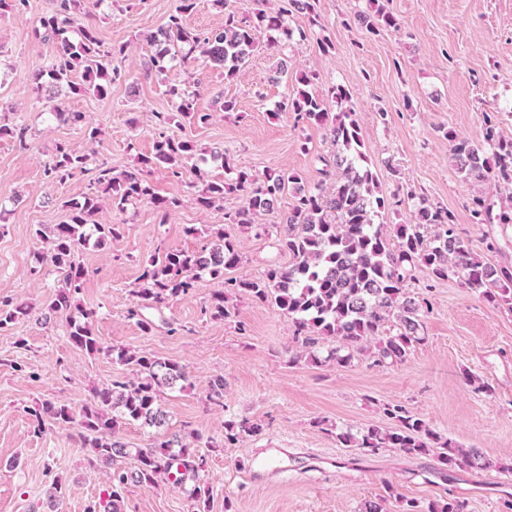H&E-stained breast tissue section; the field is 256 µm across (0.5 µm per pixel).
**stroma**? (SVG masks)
<instances>
[{
	"label": "stroma",
	"mask_w": 512,
	"mask_h": 512,
	"mask_svg": "<svg viewBox=\"0 0 512 512\" xmlns=\"http://www.w3.org/2000/svg\"><path fill=\"white\" fill-rule=\"evenodd\" d=\"M177 0H103L90 21L104 45L128 43L121 63L126 77L107 98L88 93L63 98L77 122L57 121L34 93V78L57 53L56 42L39 33L48 0H29L20 13L0 16V106L10 122L27 129V148L0 137V300L32 306L29 317L0 329V512H29L45 503L54 479L65 483L58 512H86L106 488L108 475L89 469L88 452L75 429L47 427L35 434L31 410L44 402L80 409L94 388L116 378L129 379L131 367L110 356H92L69 343L64 317L40 318L53 299L62 274L41 261L47 243L36 234L60 223L63 204L101 192L100 167L137 169L138 156L150 154L157 134L155 115L172 109L166 90L185 82L197 86L196 105L211 113L209 124H171L168 135L198 148L219 150L236 165L260 173L277 169L317 185L321 157L331 145L325 126L276 115L277 104L294 76L314 72L317 94L341 85L351 94L364 150L373 163L379 189L389 202L381 220L412 223L408 192L447 208L458 234L473 251L497 266L512 267V224H476L470 200L512 204L511 185H470L448 158V135L482 141L487 119L501 137L512 139V0H317L319 25L298 14L305 41L270 49L259 46L233 80L203 59L168 64L163 73L145 75L154 55L151 41ZM279 0H198L189 26L221 25L224 9L251 15L276 10ZM383 7L396 19L392 28L369 33L355 22L358 11ZM327 42L329 51L319 49ZM289 59L290 74L278 73ZM232 98L236 111H221ZM96 139H88L90 128ZM89 157L85 171L65 181H48L44 162L57 144ZM156 195L181 205L161 216L149 201L127 213L103 208L97 223L116 224L118 237L105 246L87 245L77 261L85 271L77 306L93 311L92 327L105 345H117L169 360L186 368L190 387L164 391L165 434L189 427L212 447H200L206 464L198 480L212 491L209 512H362L385 499L386 512H402L403 500H459L465 512H512V308L494 305L456 280L435 281L416 268L410 288L425 299V340L399 364H376L371 353L350 365L290 363L301 352L294 328L276 307L229 292L231 314L220 320L205 314L219 282L198 280L190 295L162 312L180 330L141 331L127 310L135 300L138 277L150 258L167 250L198 251L213 229H223L239 247L242 260L225 270L228 279L257 278L271 266L287 265L277 247V215L264 216L263 228L224 221L246 195H225L204 208L187 178L166 166L145 174ZM497 243L485 249L486 240ZM224 380L222 404L209 399L210 383ZM399 405L422 418L438 434L490 459L492 468H442L433 454L382 448L362 455L343 447L335 428L388 426L385 407ZM249 418L260 434L237 441L224 438V423ZM124 512H190L180 486L129 484Z\"/></svg>",
	"instance_id": "obj_1"
}]
</instances>
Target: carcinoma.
Instances as JSON below:
<instances>
[{
	"mask_svg": "<svg viewBox=\"0 0 512 512\" xmlns=\"http://www.w3.org/2000/svg\"><path fill=\"white\" fill-rule=\"evenodd\" d=\"M103 0H48V8L39 19L44 34L57 40L58 52L45 72L47 79L38 82L36 91L45 87H68L74 95L92 89L104 97L112 83L124 74L113 61L124 56L127 45L103 46L97 29L81 21ZM196 0H179L165 26L158 30L154 41L164 48L150 58L146 72H162L166 59H187L198 52L215 67L223 70L224 79L236 77L250 56L259 47V34L274 33L269 45L307 39L304 30L290 25L297 13L309 16L310 24H318L316 0H283L275 12L259 10L253 20L245 22L236 13H224V23L216 28L200 30L185 21ZM355 20L371 32L381 27H394L393 15L379 9L371 17L355 14ZM85 73L86 82L76 83L72 75ZM314 76L301 74L295 87L284 96L277 113L289 112L296 119L328 126L332 156L322 158L324 179L313 188L298 185V177L283 171L267 170L261 174L239 168L224 159L229 178L208 180L201 170H194L198 203L210 208L224 201V195L244 191L248 198L244 206L225 214L229 224L245 227L257 225L261 216L274 211L289 185H296L293 200L282 215L279 246L288 252L291 261L285 267L268 270L261 278L233 280L228 287L254 300L269 303L291 320L296 335L302 337L306 356L293 361L321 365L334 361L348 366L354 355L365 351V344L376 342L374 357L378 363H401L412 349L423 342L421 310L423 302L409 291V281L415 267L425 268L433 280L453 276L464 288L476 290L486 301L505 304L512 309V267H495L475 254L469 243L456 234L454 220L448 209L429 203L421 196L413 202L414 223L380 224L376 218L386 208L380 194L376 174L362 151L358 126L353 118L349 92L341 85L328 90L325 97L313 93ZM168 95L175 112H157V126L164 128L176 119L197 125L211 120L208 112L195 109L197 92L184 86H172ZM336 106V113L329 112ZM449 152L454 166L466 182L512 183V140L502 138L496 124L487 121L484 139L480 143L460 140L448 132ZM198 152L190 140L176 139L158 132L153 153L139 157L141 167L148 169L167 165L172 174L181 175L189 160ZM87 155L66 144L56 147L44 166L50 181H63L84 168ZM98 183L104 185V196L88 195L81 202L65 205L66 219L54 224L41 236L50 243V260L62 270V285L49 306L52 314L66 315L67 335L72 346L88 354H105L123 365L134 367L136 378L115 379L92 392L80 412L65 404L43 403L32 411L37 430L49 421L57 427L77 424L81 447L89 449L92 465L111 469L104 496L88 506L86 512H123L124 493L131 482L154 487L170 480L178 472V483L190 501L193 512H207L211 490L198 483L185 487V477L196 475L204 459L198 455L201 434L191 429L166 441H156L147 448L134 450L118 437L120 426L138 421L149 427H160L166 414L158 403L163 388L190 384L186 369L174 362L160 360L125 347L104 346L94 335L90 313L74 304L83 288L84 268L74 260V254L89 242L101 247L119 233L117 224H96L90 218L108 204L123 213L137 201L149 200L167 213L180 206L177 198L155 195L139 171L115 173L110 168L100 170ZM472 218L476 224H512V207L493 212V205L481 197L472 201ZM241 260L238 245L217 230L212 242L201 251L188 253L170 250L153 259L145 267L136 296L142 306L129 310L145 332L153 323L141 308L161 309L171 301L190 294L204 275L224 281V270ZM209 310L215 318H227L231 310L224 291L212 294ZM28 314L21 304L0 301V328L15 323ZM324 341L336 343L326 357L316 346ZM391 429L371 426L356 432L347 429L336 434L346 448L361 453L380 448H399L409 454L433 452L438 463L450 470L456 467L488 469L493 463L474 449H465L450 438H443L421 418L409 414L400 406L386 408ZM224 438L236 441L242 436H256L260 424L248 419L224 423ZM134 456L135 469L124 466L122 460Z\"/></svg>",
	"mask_w": 512,
	"mask_h": 512,
	"instance_id": "carcinoma-1",
	"label": "carcinoma"
}]
</instances>
